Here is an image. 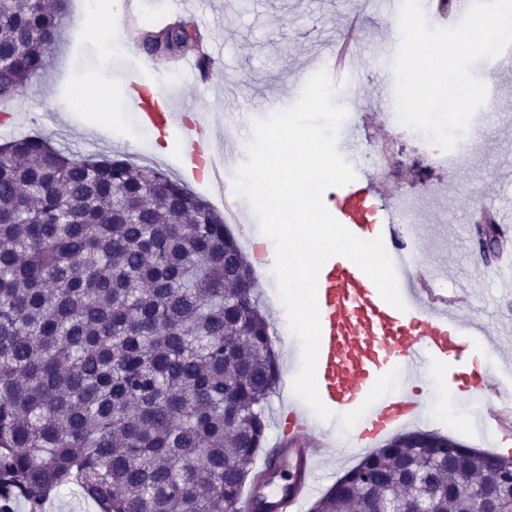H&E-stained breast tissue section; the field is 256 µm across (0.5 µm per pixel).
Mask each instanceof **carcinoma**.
Segmentation results:
<instances>
[{
	"mask_svg": "<svg viewBox=\"0 0 512 512\" xmlns=\"http://www.w3.org/2000/svg\"><path fill=\"white\" fill-rule=\"evenodd\" d=\"M67 0H0V100L49 65ZM173 55L183 21L139 33ZM247 257L208 200L125 157L78 160L39 135L0 145V512L75 487L96 512H238L257 485L279 364ZM411 431L310 512H375L414 481L469 512L489 459Z\"/></svg>",
	"mask_w": 512,
	"mask_h": 512,
	"instance_id": "1",
	"label": "carcinoma"
}]
</instances>
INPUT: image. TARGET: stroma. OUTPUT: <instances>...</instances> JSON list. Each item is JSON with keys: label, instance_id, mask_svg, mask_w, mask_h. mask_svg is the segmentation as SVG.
<instances>
[{"label": "stroma", "instance_id": "obj_1", "mask_svg": "<svg viewBox=\"0 0 512 512\" xmlns=\"http://www.w3.org/2000/svg\"><path fill=\"white\" fill-rule=\"evenodd\" d=\"M126 6L139 9L146 22L162 14L181 19L218 47L224 64L209 87L167 73L155 74L151 82L176 96L177 111L196 114L222 143L249 141L254 120L271 116L274 101L295 97L309 63L326 41L342 33L347 9L359 11L355 39L360 46L356 66L361 89L347 110L358 122L371 124L362 147L384 142L391 148L394 177L387 183L389 206H396L402 194L427 190L444 199L441 211L423 216L432 233L418 239L420 257L427 262L453 259L459 277L448 281L447 289H475L472 311L502 337L500 354L486 355L485 366L505 379L501 363L512 361V307L484 275L487 260L476 233L479 213L470 197L484 192L491 207L512 197V70L481 62L474 66V75L487 86L488 103L471 122L480 142L473 164L463 170L430 168L424 141L413 134L392 133L386 119L392 103L378 98L379 87L393 83V55L385 46L393 29L378 21L374 0H210L206 6L198 0H127ZM110 7L111 0H99L96 14L90 15L84 0H70V15L82 17L84 27L77 33L64 31L47 71L33 79L23 94L0 105L17 123L13 129L0 126V143L37 132L79 157L121 155L181 177L187 159L181 142L171 139L168 152L158 154L153 137L137 128L132 102L116 98L137 72L141 52L136 47L113 48L94 34L97 13ZM206 11L213 16L208 26L201 23ZM457 372V367H446L437 380L419 385L424 411L414 421V429L512 457V442L484 441L471 419L474 403L454 395Z\"/></svg>", "mask_w": 512, "mask_h": 512}]
</instances>
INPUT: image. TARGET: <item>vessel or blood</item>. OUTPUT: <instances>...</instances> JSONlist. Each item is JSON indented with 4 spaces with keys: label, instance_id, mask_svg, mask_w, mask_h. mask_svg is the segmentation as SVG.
I'll return each instance as SVG.
<instances>
[{
    "label": "vessel or blood",
    "instance_id": "1",
    "mask_svg": "<svg viewBox=\"0 0 512 512\" xmlns=\"http://www.w3.org/2000/svg\"><path fill=\"white\" fill-rule=\"evenodd\" d=\"M212 56L210 44L204 43L180 66L186 75L199 80L203 77V60ZM312 67L327 71L337 84L348 86L353 82L336 64L335 43L325 45ZM134 106L143 128L179 130L193 159H215L211 138L202 134V122L182 120L180 113L170 110L155 111L141 99ZM359 137V127L346 129L344 147L356 178L328 192L325 205L358 237L383 238L394 261L406 308L401 311L386 303L368 276L348 259H329L318 279L322 339L316 379L323 403L336 415L353 420L350 446L367 448L378 437L419 415L423 406L415 395L418 383L433 364L461 359L464 330H471L492 347L498 340L483 320H464L466 293H451L444 287L453 276L448 264H425L401 250L393 236L394 216L382 204L384 182L358 154ZM493 215L502 247L486 270L500 277L503 294L511 297L512 199L500 202ZM462 380L459 390L463 397H479L487 404L480 428L512 431V392L498 388L483 369H472ZM284 410L281 436L271 451L272 471L283 474L284 481L250 488L239 512H255L261 497L273 512H301L303 503L315 491L322 460L337 445L335 436L297 401H289Z\"/></svg>",
    "mask_w": 512,
    "mask_h": 512
}]
</instances>
